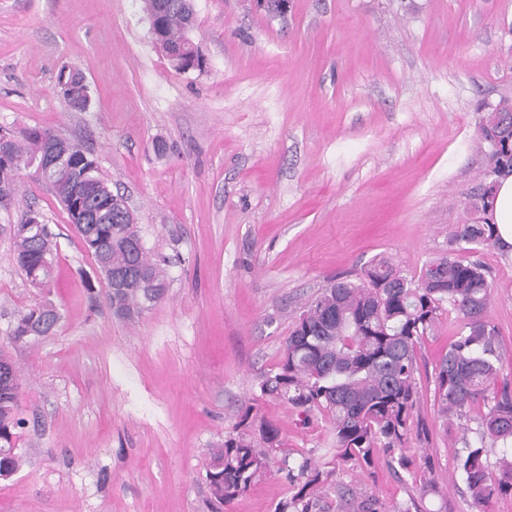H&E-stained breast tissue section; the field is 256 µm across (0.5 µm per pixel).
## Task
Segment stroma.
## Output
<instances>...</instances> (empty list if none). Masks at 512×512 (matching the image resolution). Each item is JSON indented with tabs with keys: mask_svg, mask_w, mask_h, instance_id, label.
Here are the masks:
<instances>
[{
	"mask_svg": "<svg viewBox=\"0 0 512 512\" xmlns=\"http://www.w3.org/2000/svg\"><path fill=\"white\" fill-rule=\"evenodd\" d=\"M206 58L177 71L156 45L142 0H0V126L51 129L93 154L101 178L139 216L166 260V298L128 324L66 211L22 177L0 206V347L22 378L17 446L0 512H209L208 450L243 408L275 423L282 453L333 447L326 422L301 424L258 381L280 358L304 300L375 257L420 272L447 252L486 159L482 112L512 99V0H289L284 15L251 0H194ZM91 101L58 95L62 64ZM39 211L58 244L51 288H31L9 233ZM464 259L490 272L489 317L512 380V249ZM57 332L15 346L17 310L42 300ZM445 310L421 340L416 379L461 331ZM481 407L441 424L432 401L413 435L441 481L428 512H468L454 456ZM337 483L376 512L416 493L379 458L340 466ZM283 474L264 476L224 512H273ZM56 85L71 110L82 112L88 108L90 87L80 69L62 65L56 74Z\"/></svg>",
	"mask_w": 512,
	"mask_h": 512,
	"instance_id": "stroma-1",
	"label": "stroma"
}]
</instances>
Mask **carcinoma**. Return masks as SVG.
<instances>
[{"instance_id":"cac0c4a2","label":"carcinoma","mask_w":512,"mask_h":512,"mask_svg":"<svg viewBox=\"0 0 512 512\" xmlns=\"http://www.w3.org/2000/svg\"><path fill=\"white\" fill-rule=\"evenodd\" d=\"M147 17L162 14V37L155 42L171 56L180 71L202 69L201 50L189 36L195 25L192 0H144ZM184 54L174 57L172 50ZM56 85L68 107L88 108L90 87L84 73L62 65ZM479 144L487 157L484 174L495 184L512 174V101L501 100L478 124ZM0 135L12 144V163L0 161V202L11 199L21 173L45 154L56 137L51 130L16 131L0 126ZM48 185L66 210L82 246L95 261L105 283L112 314L133 322L167 295L169 288L161 263L146 247L135 214L126 198L115 193L97 174L94 160L80 145L54 172ZM493 189H479L467 207V219L458 225L452 241L494 247L498 244L492 222ZM16 260L34 288H48L53 280V241L47 225L24 215L12 228ZM437 278L427 279L431 269ZM492 284L487 268L454 254L439 256L420 273H409L385 256L374 258L353 279L333 280L308 298L285 339L282 355L259 382L260 393L288 403L308 424L314 414L324 417L336 439V461L310 450L298 467L282 461L279 470L291 487L274 512H376L364 501L354 506L345 487L329 493L327 482L336 464L371 468L378 454L389 458L412 477L419 478L418 496L395 512H424L422 502L436 492V473L425 460L414 470L406 454L424 395L416 382L417 350L423 336L434 330L450 306L463 323L457 340L436 361L433 402L438 417L448 422L466 409L483 403L479 439L464 441L456 453V473L470 498L471 512H485L495 495L512 493V382L501 376L498 330L489 320ZM61 319L50 302L18 311L10 336L13 342L54 334ZM21 378L16 367L0 373V479L17 472L23 456L16 448ZM503 448L492 463L489 449ZM282 440L279 428L256 421L246 407L235 429L210 452L206 479L219 506L229 505L270 472Z\"/></svg>"}]
</instances>
